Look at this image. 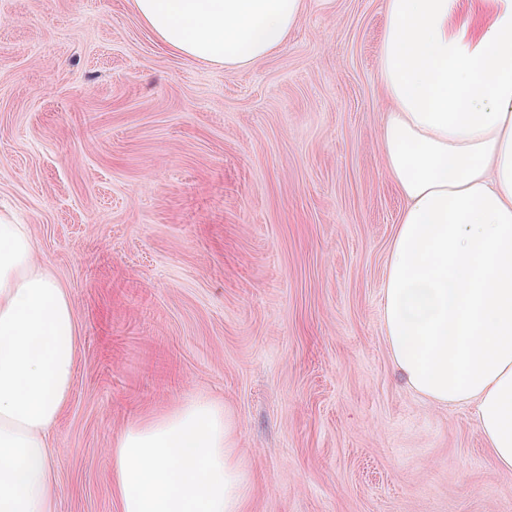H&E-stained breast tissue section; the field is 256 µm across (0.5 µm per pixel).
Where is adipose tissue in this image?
<instances>
[{
	"instance_id": "obj_1",
	"label": "adipose tissue",
	"mask_w": 512,
	"mask_h": 512,
	"mask_svg": "<svg viewBox=\"0 0 512 512\" xmlns=\"http://www.w3.org/2000/svg\"><path fill=\"white\" fill-rule=\"evenodd\" d=\"M187 59L234 68L284 47L304 0H132ZM378 144L405 205L382 290L384 335L409 388L471 403L512 471V0H383ZM0 219V512H52V432L77 353L69 297ZM238 425L187 399L112 442L119 512H243Z\"/></svg>"
}]
</instances>
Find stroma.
<instances>
[{"mask_svg":"<svg viewBox=\"0 0 512 512\" xmlns=\"http://www.w3.org/2000/svg\"><path fill=\"white\" fill-rule=\"evenodd\" d=\"M383 26L382 0H306L228 70L131 0H0V213L78 326L53 512H118L114 436L199 394L240 423L243 512H512L473 406L405 386L384 336Z\"/></svg>","mask_w":512,"mask_h":512,"instance_id":"1","label":"stroma"}]
</instances>
